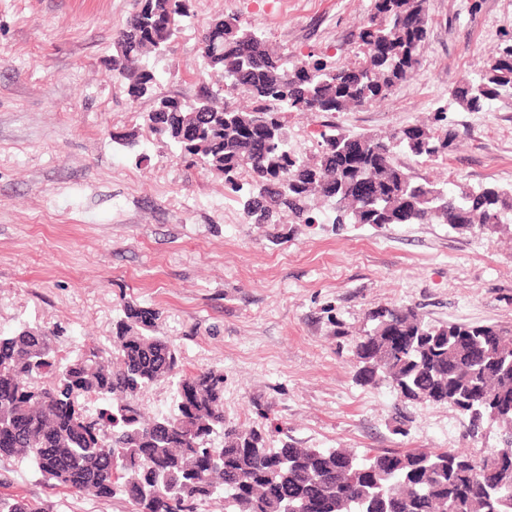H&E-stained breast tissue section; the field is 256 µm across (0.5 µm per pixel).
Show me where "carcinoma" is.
<instances>
[{"instance_id": "1", "label": "carcinoma", "mask_w": 512, "mask_h": 512, "mask_svg": "<svg viewBox=\"0 0 512 512\" xmlns=\"http://www.w3.org/2000/svg\"><path fill=\"white\" fill-rule=\"evenodd\" d=\"M190 17L188 0H142L115 38L112 71L132 100L157 84L149 55L166 50ZM427 0H374L357 33L362 58L337 64L293 60L227 16L202 30L207 67L222 87L238 90L243 107L216 99L206 85L184 103L155 98L149 130L178 157L224 176L250 224H446L453 230L504 231L512 186L478 192L456 183L415 181L393 161L396 151L433 160L451 151L425 124L384 137L360 135L363 151H343L342 133L322 134L321 153L304 158L289 147L285 113L345 112L388 97L413 78L426 37ZM503 67L467 78L456 100L468 112L512 98V44ZM272 137L269 156L249 157L250 142ZM159 311L125 303L109 346L79 342L59 356L51 333L25 323L0 330V456L15 458L53 486L98 499L117 496L133 512H198L210 501L224 512H512V454L483 448L385 449L360 456L349 448L268 445L260 429L224 417V372L188 373L176 345L158 329ZM356 339L358 377L386 381L409 400L447 403L469 416L470 433L484 419L505 429L512 447V330L498 325L435 324L410 306L372 311ZM50 378L46 385L36 381ZM166 381L174 409L148 418L139 394ZM87 403L78 402V397ZM223 439L214 445V437ZM215 451L207 478L197 476ZM0 512H41L24 500L0 498Z\"/></svg>"}]
</instances>
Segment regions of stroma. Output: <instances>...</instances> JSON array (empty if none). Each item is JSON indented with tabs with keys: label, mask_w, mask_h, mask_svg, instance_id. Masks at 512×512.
Here are the masks:
<instances>
[{
	"label": "stroma",
	"mask_w": 512,
	"mask_h": 512,
	"mask_svg": "<svg viewBox=\"0 0 512 512\" xmlns=\"http://www.w3.org/2000/svg\"><path fill=\"white\" fill-rule=\"evenodd\" d=\"M139 0H0V330L17 322L107 343L124 303L160 311L186 371L224 373V415L271 447L503 446L486 421L404 399L357 376L369 312L412 305L432 322L512 328V235L444 224H250L222 176L173 156L112 74L117 33ZM373 0H189L177 39L149 60L157 95L194 99L211 82L199 44L223 16L294 59L354 61ZM512 38V0H428L422 67L391 95L335 114L291 112L288 140L320 151L328 127L384 136L447 108L456 146L435 160L397 153L414 179L512 185V99L467 112L454 97ZM133 134L137 156L115 136ZM0 496L43 512H132L126 500L49 487L0 458Z\"/></svg>",
	"instance_id": "1"
}]
</instances>
